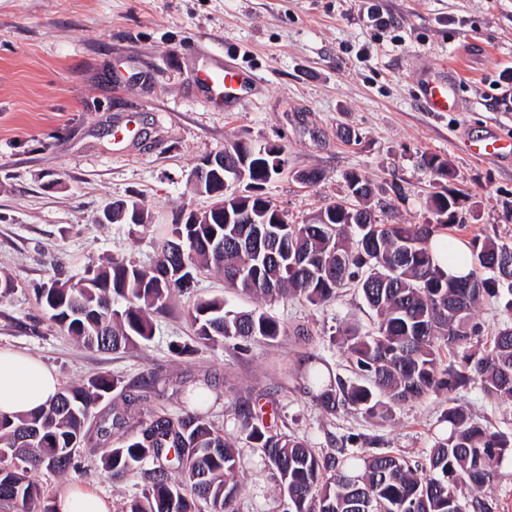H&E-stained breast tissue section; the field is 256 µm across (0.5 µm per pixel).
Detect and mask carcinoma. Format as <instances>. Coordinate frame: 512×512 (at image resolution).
Here are the masks:
<instances>
[{
    "label": "carcinoma",
    "mask_w": 512,
    "mask_h": 512,
    "mask_svg": "<svg viewBox=\"0 0 512 512\" xmlns=\"http://www.w3.org/2000/svg\"><path fill=\"white\" fill-rule=\"evenodd\" d=\"M251 156L247 179L268 181L276 170L265 147L244 141L224 146V167L212 173L216 190L238 176L241 156ZM421 165L444 177L449 162L425 155ZM356 204L335 202L303 224H273L280 210L260 196H242L229 209L252 215L254 224L224 223V194L214 196L208 222L181 223L182 215L156 237L153 264L144 268L126 258L88 260L81 273L53 277L39 288L37 300L47 319L89 348L116 351L152 338L151 315L165 313L175 293L189 290L211 269L224 274L228 287L264 303L296 298L317 305L338 288L357 282L374 325H346L337 331L341 348L357 379L347 380L319 366L305 372L318 404L334 414L348 408L387 421L404 403L448 393L439 422L448 435L435 441L419 460L359 446L352 437L322 457L304 439L277 432L260 421L251 401L233 402L235 419L248 449L224 436L206 416L185 411L155 413L131 424L114 412L111 425L90 433L94 408L108 400L117 381L96 375L60 389L37 412L0 416V504L21 512H53L33 475L42 469L80 473L77 450L96 441L100 464L114 479L140 470L144 485L122 512H235L243 488L244 453L260 456L272 471L284 512H465L459 492L482 491L497 468L512 457V433L492 431L458 403L457 391L478 385L491 404L512 403V244L474 238L472 271L450 279L434 264L430 238L456 218L460 201L448 189L432 197L434 223L383 224L368 202L375 188L357 172L346 174ZM112 209L116 221L137 233L151 227L136 201ZM328 223H322V218ZM492 299L504 320L483 349L463 353L456 364L442 365L441 346L455 349L483 333L475 320L480 299ZM193 344L176 345L193 353L218 339L244 347L256 339L276 341L286 326L260 310L236 311L222 298L199 300L188 309ZM208 378L183 385L176 394L203 405ZM166 387L151 378L124 394L126 408L165 396Z\"/></svg>",
    "instance_id": "carcinoma-1"
}]
</instances>
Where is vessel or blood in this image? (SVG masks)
<instances>
[{
	"label": "vessel or blood",
	"instance_id": "vessel-or-blood-1",
	"mask_svg": "<svg viewBox=\"0 0 512 512\" xmlns=\"http://www.w3.org/2000/svg\"><path fill=\"white\" fill-rule=\"evenodd\" d=\"M196 69L201 100L211 106H223L231 112L244 103L259 85L252 73L237 64L208 52L202 53ZM461 72L453 67L425 65L418 70V101L426 112H458L463 108L459 96ZM474 147L483 158H512V147L497 136L478 139Z\"/></svg>",
	"mask_w": 512,
	"mask_h": 512
}]
</instances>
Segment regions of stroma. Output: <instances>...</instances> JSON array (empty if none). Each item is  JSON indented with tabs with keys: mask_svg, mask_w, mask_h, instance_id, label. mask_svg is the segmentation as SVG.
Returning <instances> with one entry per match:
<instances>
[{
	"mask_svg": "<svg viewBox=\"0 0 512 512\" xmlns=\"http://www.w3.org/2000/svg\"><path fill=\"white\" fill-rule=\"evenodd\" d=\"M392 19L370 27L364 0H0V347L41 358L60 385L104 374L119 392L93 410L112 416L123 388L156 377L170 396L141 406L142 418L173 415L189 403L173 396L206 375L216 384L202 412L226 437L238 423L228 404L252 399L266 424L304 438L322 455L358 436L372 448L420 459L442 433L443 398L396 408L384 422L353 411L324 413L305 388L307 363L350 377L332 334L370 324L355 285L330 302L287 299L268 311L288 328L277 341L240 349L227 340L191 355L171 351L190 339L187 310L215 296L241 310L257 300L227 290L224 276H198L175 295L172 312L154 316L151 340L119 352L86 348L45 321L35 294L57 271L77 272L87 258L154 259L151 233L100 223L103 210L135 200L153 223L211 199L189 182L201 159L242 140L283 148L286 164L260 192L298 224L345 200L355 171L379 188L378 216L388 224L432 221L427 202L444 185L465 193L450 237L512 243V161L478 159L467 139L496 134L512 142V0H375ZM232 59L261 85L236 111L203 104L192 89L196 50ZM463 63L459 112H425L418 104L421 62ZM447 158L451 181L423 169L422 155ZM317 169L307 186L300 171ZM459 398L479 422L512 432V404L494 406L471 385ZM81 474L42 470L49 498L79 486L121 512L141 489L140 473L111 480L98 455L80 448ZM237 512H281L269 470L246 468Z\"/></svg>",
	"mask_w": 512,
	"mask_h": 512,
	"instance_id": "obj_1",
	"label": "stroma"
}]
</instances>
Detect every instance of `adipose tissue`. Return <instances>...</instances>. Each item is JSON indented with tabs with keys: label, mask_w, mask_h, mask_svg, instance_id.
<instances>
[{
	"label": "adipose tissue",
	"mask_w": 512,
	"mask_h": 512,
	"mask_svg": "<svg viewBox=\"0 0 512 512\" xmlns=\"http://www.w3.org/2000/svg\"><path fill=\"white\" fill-rule=\"evenodd\" d=\"M59 390L57 376L38 357L0 348V415L15 416L48 405Z\"/></svg>",
	"instance_id": "adipose-tissue-1"
}]
</instances>
